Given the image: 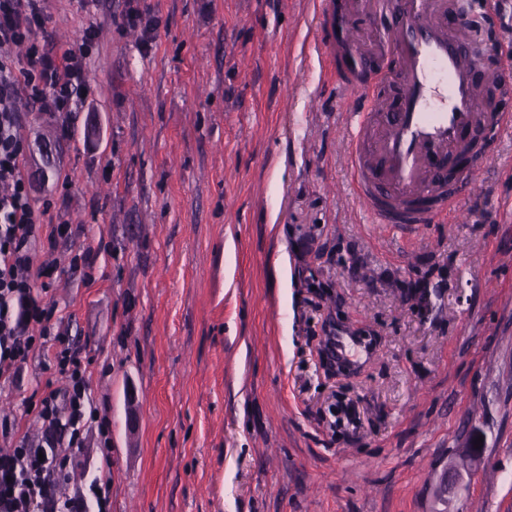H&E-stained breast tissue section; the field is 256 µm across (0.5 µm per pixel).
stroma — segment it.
<instances>
[{"label":"stroma","instance_id":"stroma-1","mask_svg":"<svg viewBox=\"0 0 512 512\" xmlns=\"http://www.w3.org/2000/svg\"><path fill=\"white\" fill-rule=\"evenodd\" d=\"M346 2L364 41L397 22ZM471 10L511 66L512 11ZM47 14L55 51L94 33L70 137L37 112L19 130L31 197L79 229L33 295L90 356L112 424L110 460L87 440L72 479L109 468L112 512H512V126L446 222L371 224L314 0ZM86 246L89 282L69 269ZM331 326L371 344L356 369L323 355ZM45 379L32 359L0 417L35 430L24 407Z\"/></svg>","mask_w":512,"mask_h":512}]
</instances>
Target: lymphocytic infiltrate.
<instances>
[{
    "instance_id": "lymphocytic-infiltrate-1",
    "label": "lymphocytic infiltrate",
    "mask_w": 512,
    "mask_h": 512,
    "mask_svg": "<svg viewBox=\"0 0 512 512\" xmlns=\"http://www.w3.org/2000/svg\"><path fill=\"white\" fill-rule=\"evenodd\" d=\"M47 21L46 0H0V46L23 45V59L0 57V383L17 380L37 351L52 353V369L65 388L46 381L34 419L43 434L20 432L16 422L1 419L0 436L12 444L0 448V512H112L110 479L94 477L88 491L66 499L54 494L69 465L82 454L88 435H96L103 457L112 453V430L90 392V359L73 343L53 307L18 304L34 282L52 278L60 244L76 235L72 225L47 221V206L36 205L23 175L24 147L17 135L22 108L59 117L61 137H69L71 119L82 111L91 92L84 47L56 52L39 45ZM44 260H37V252ZM38 334H30V323Z\"/></svg>"
}]
</instances>
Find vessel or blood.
<instances>
[{
  "label": "vessel or blood",
  "instance_id": "1",
  "mask_svg": "<svg viewBox=\"0 0 512 512\" xmlns=\"http://www.w3.org/2000/svg\"><path fill=\"white\" fill-rule=\"evenodd\" d=\"M377 67L397 71L402 105L390 117L374 109L369 74L344 80L343 112L357 201L374 224L420 227L443 222L462 192L442 186L437 163H460L472 153L487 158L489 143H474L477 130L495 128L498 113L479 109L473 74L475 52L434 15L430 0H405L397 29L377 53ZM337 363L356 362L346 336L326 339Z\"/></svg>",
  "mask_w": 512,
  "mask_h": 512
}]
</instances>
